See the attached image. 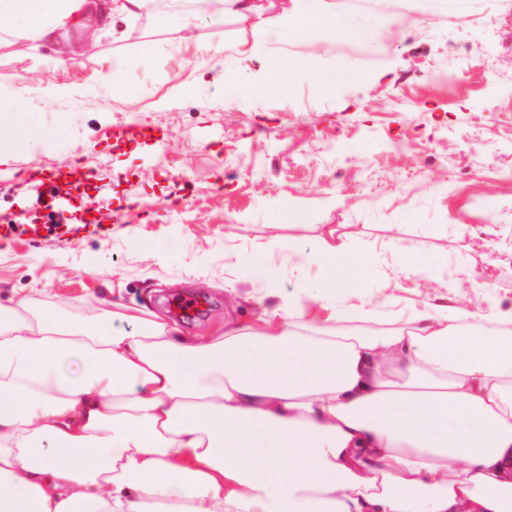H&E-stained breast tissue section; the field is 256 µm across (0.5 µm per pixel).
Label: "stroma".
I'll return each mask as SVG.
<instances>
[{
    "instance_id": "1",
    "label": "stroma",
    "mask_w": 512,
    "mask_h": 512,
    "mask_svg": "<svg viewBox=\"0 0 512 512\" xmlns=\"http://www.w3.org/2000/svg\"><path fill=\"white\" fill-rule=\"evenodd\" d=\"M335 2L352 30L327 31L318 56L298 37L228 58L242 77L281 57L293 65L288 92L262 87L243 101L219 84L177 95L193 52L179 49V28L148 16L117 20L127 39L53 73L40 50L1 43V99L47 77L82 92L0 112L22 132L0 163V223H43L35 172L80 166L92 186L76 193L60 237H0V296L91 336L134 330L151 312L183 334L216 335L229 320L262 326L289 297L339 276L305 258L343 243L358 257L356 285L310 307L316 326L346 305L374 310L364 326L400 328L426 305L449 315L477 285L485 307L512 314V5ZM200 9L197 40L252 38V21L218 15L212 0ZM400 25L409 39L391 38ZM458 42L473 48L463 70L448 52ZM107 71L136 103L113 99ZM90 209L111 216L107 237L81 228ZM175 294L210 307L183 320L165 305Z\"/></svg>"
}]
</instances>
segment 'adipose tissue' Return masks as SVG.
Returning a JSON list of instances; mask_svg holds the SVG:
<instances>
[{"mask_svg": "<svg viewBox=\"0 0 512 512\" xmlns=\"http://www.w3.org/2000/svg\"><path fill=\"white\" fill-rule=\"evenodd\" d=\"M121 14L195 19L156 0H0V35L64 67ZM326 21L309 0L235 51L299 36L315 48ZM184 42L195 77L182 96L289 81L283 63L235 77L223 47ZM326 296L216 338L150 319L90 339L0 301V512H512V319L464 297L404 331L320 329L306 310ZM72 356L81 376L60 369Z\"/></svg>", "mask_w": 512, "mask_h": 512, "instance_id": "obj_1", "label": "adipose tissue"}]
</instances>
